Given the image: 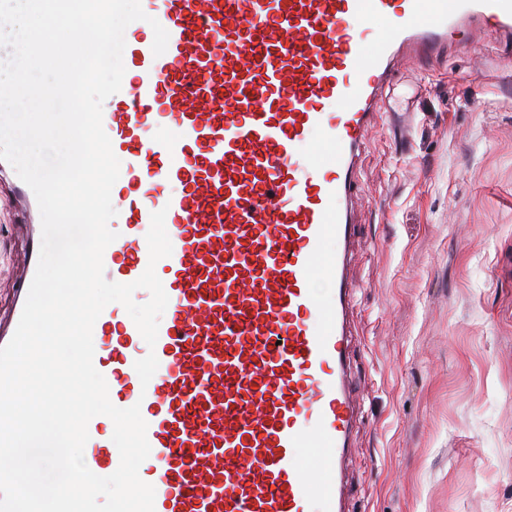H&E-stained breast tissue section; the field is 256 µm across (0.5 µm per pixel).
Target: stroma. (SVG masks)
Masks as SVG:
<instances>
[{
  "mask_svg": "<svg viewBox=\"0 0 512 512\" xmlns=\"http://www.w3.org/2000/svg\"><path fill=\"white\" fill-rule=\"evenodd\" d=\"M494 38L406 62L363 155L355 512H512V69ZM0 198V315L27 251Z\"/></svg>",
  "mask_w": 512,
  "mask_h": 512,
  "instance_id": "1",
  "label": "stroma"
}]
</instances>
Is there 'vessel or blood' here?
<instances>
[{
    "instance_id": "1",
    "label": "vessel or blood",
    "mask_w": 512,
    "mask_h": 512,
    "mask_svg": "<svg viewBox=\"0 0 512 512\" xmlns=\"http://www.w3.org/2000/svg\"><path fill=\"white\" fill-rule=\"evenodd\" d=\"M124 32L123 98L103 114L120 161L110 281L154 265L168 296L148 384L147 346L118 303L93 328V363L119 408L139 406L154 512H353L359 405L351 378L362 157L398 63L454 37L512 41V0H142ZM168 32L154 55L152 22ZM24 214L34 278L41 218L0 160ZM165 211L170 256L144 230ZM114 425L88 424L96 475L120 463Z\"/></svg>"
}]
</instances>
